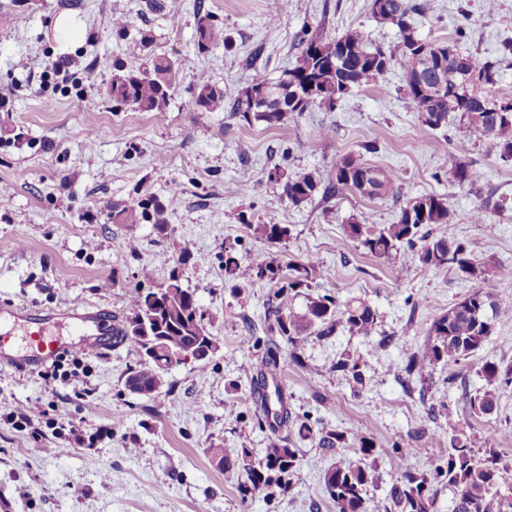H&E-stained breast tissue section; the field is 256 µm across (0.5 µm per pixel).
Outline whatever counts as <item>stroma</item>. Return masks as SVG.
Returning <instances> with one entry per match:
<instances>
[{"instance_id": "obj_1", "label": "stroma", "mask_w": 512, "mask_h": 512, "mask_svg": "<svg viewBox=\"0 0 512 512\" xmlns=\"http://www.w3.org/2000/svg\"><path fill=\"white\" fill-rule=\"evenodd\" d=\"M0 0V304L40 310L93 306L122 326L137 291L178 277L193 292L217 343L206 360L172 364L169 391L155 398L125 386L138 363L131 344L87 356L75 374L45 387L39 374L0 360V512H335L323 474L334 460L312 429L343 430L347 458L360 439L375 445V501L387 500L401 464L433 470L458 439L478 456L512 459V385L499 389L493 414L473 413L471 398L488 384L479 364L512 368V317H504L485 346L454 366L425 368L401 381L407 357L422 348L433 320L469 295L474 280L450 268L373 257L349 238L346 224L393 223L400 207L427 193L445 195L456 213L441 234L463 242L472 262L512 268V164H503L489 140L460 113L436 129L423 126L403 99L405 72L353 90L334 111L312 109L275 127L246 123L227 112H202L195 87L205 80L235 98L254 71L283 78L299 54L304 32L327 38L359 29L367 46L391 49L395 26L378 22L370 0ZM210 13L230 44L196 48L195 13ZM73 16L76 39L54 28ZM127 23L125 34L113 18ZM421 38L500 63L491 89L512 97V59L500 44L512 37V0H430L416 20ZM150 42L130 52L131 42ZM163 55L180 67L164 115L133 107L113 111L107 90L112 63L137 69ZM76 59L66 77L45 78L46 67ZM330 137H323V130ZM375 145L364 153V145ZM461 155L481 172L472 187L454 183L448 157ZM365 161L395 175L399 197L370 200L346 192L315 195L292 206L272 169L314 172L328 182L339 157ZM257 181L240 185L242 172ZM152 196L164 204L167 224H116L112 209ZM485 205L490 223L472 219ZM281 224L279 243L255 239L240 223ZM261 253L279 264H313L326 278L285 297L303 313L311 297L329 293L341 303H365L377 312L374 336L340 330L306 336L303 365L280 354L277 375L288 421L272 431L258 421L256 375L265 367L270 338L264 311L274 285L239 287L224 267L226 253ZM357 360L362 383L336 375L337 360ZM38 406L48 453L36 454L29 431L8 420V408ZM78 427L89 446L74 443ZM298 448L301 464L289 491L241 501V476L213 464L212 448H247L262 458L269 437ZM112 479H104V472Z\"/></svg>"}]
</instances>
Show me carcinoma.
I'll list each match as a JSON object with an SVG mask.
<instances>
[{
  "instance_id": "1",
  "label": "carcinoma",
  "mask_w": 512,
  "mask_h": 512,
  "mask_svg": "<svg viewBox=\"0 0 512 512\" xmlns=\"http://www.w3.org/2000/svg\"><path fill=\"white\" fill-rule=\"evenodd\" d=\"M376 2L370 3L374 17L398 29L395 48L387 52L367 49L357 28L334 39L313 34L303 38L296 64L285 73V78L273 83L258 72L230 104L226 102L224 88L203 82L196 86L195 105L204 112L228 108L233 116L248 124L262 122L273 127L288 116L311 108L334 110L353 89L376 81L398 61L405 70V103L422 125L438 128L447 123L448 113L459 112L471 127L491 140L501 160L512 162V111H498L502 100L484 93L485 86L497 82L500 61L463 55L446 45L430 44L419 38L411 14L426 13V3L411 5L406 0H386L388 14L384 15L376 11ZM224 41V27L215 23L209 13L197 14L198 50ZM113 68L115 74L109 89L112 106H132L141 112L166 110L180 72L172 60L156 56L151 67L138 73L124 71L119 61ZM263 86L274 95L259 101L254 93ZM448 164L458 186L471 187L480 180L478 169L461 157H451ZM317 190L318 182L312 172L289 178L283 186L285 197L294 206L311 198ZM346 191L368 199H384L396 197L398 186L396 179L385 171L368 164L360 155L349 154L336 161L335 174L323 193L337 196ZM150 217L159 227L167 224L164 205L153 197L112 210L115 224H138ZM453 218L448 198L424 194L408 201L392 224L375 228L356 223L346 225L348 236L376 258L408 251L426 266L450 265L477 282L466 298L434 319L423 348L409 356L405 370L410 375L428 365L451 366L472 357L484 346L496 321L512 314V307L501 305L495 293V277L506 278L509 271L501 269L497 276L490 275L473 265L462 243L450 242L446 236L435 233L438 226L451 223ZM246 227L254 237L267 242L280 241L289 234V229L280 224L248 223ZM225 270L244 283L266 279L278 285L267 300V332L285 343L289 358L296 363L301 361L299 350L309 329L321 337L330 336L341 327L366 338L375 331L377 314L372 307L363 303L342 307L327 294L309 301L302 320L285 312V296L323 277L318 266L283 267L262 254H254L240 262L227 258ZM175 291L178 304L167 310L150 306L149 291L132 297L131 311L119 330L120 342L131 341L140 353L136 368L126 379V387L132 393L149 398L162 393L175 351L189 350L200 361L211 350L206 337L200 335L199 326L204 324V318L194 294L179 287ZM480 370L490 388L471 401V408L487 415L497 406L496 389L512 384V368L501 371L495 363L485 362ZM346 441V432L330 430L320 436L318 447L333 452L344 447ZM374 448L373 442L363 439L358 460L338 459L325 471L324 487L336 512H433L435 499L426 474L409 467L402 468L390 491V501L378 505L368 497L374 474L367 459ZM207 452L217 467L240 471L243 481L238 492L243 500L267 496L274 487L288 490L291 476L300 466L299 449L278 436L269 440L265 455L259 460L247 448H209ZM435 472L436 477L456 488L453 512H492V490L512 488V462L496 455L481 458L460 442L451 444L448 461L436 466Z\"/></svg>"
}]
</instances>
